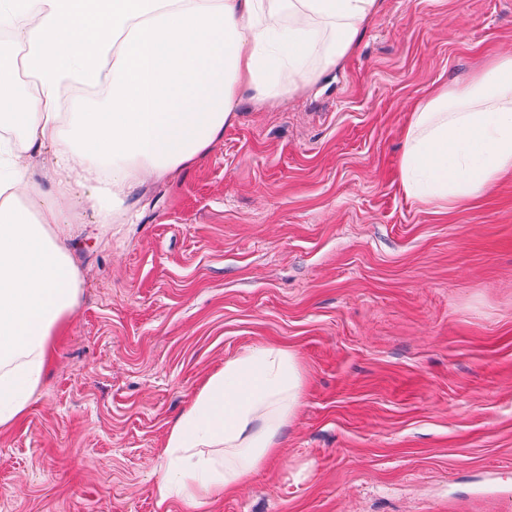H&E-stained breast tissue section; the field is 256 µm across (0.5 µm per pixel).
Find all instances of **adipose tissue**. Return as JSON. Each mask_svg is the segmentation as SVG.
<instances>
[{
    "label": "adipose tissue",
    "mask_w": 512,
    "mask_h": 512,
    "mask_svg": "<svg viewBox=\"0 0 512 512\" xmlns=\"http://www.w3.org/2000/svg\"><path fill=\"white\" fill-rule=\"evenodd\" d=\"M377 0H0V427L28 409L81 292L66 243L73 211L98 234L130 223L127 201L204 158L242 94L265 103L317 83L350 50ZM24 65L35 94L15 82ZM101 87L102 111L63 88ZM50 151V188L32 159ZM512 172V54L412 112L400 175L408 196L450 206ZM294 352L225 360L171 426L160 502L207 512L274 455L302 405Z\"/></svg>",
    "instance_id": "obj_1"
}]
</instances>
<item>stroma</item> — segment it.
<instances>
[{
  "mask_svg": "<svg viewBox=\"0 0 512 512\" xmlns=\"http://www.w3.org/2000/svg\"><path fill=\"white\" fill-rule=\"evenodd\" d=\"M506 53L512 0H378L320 82L242 98L202 160L145 183L110 247L79 212L80 300L0 430V512H187L158 502L168 432L263 344L297 353L304 403L210 512L512 498V174L446 210L399 171L417 104Z\"/></svg>",
  "mask_w": 512,
  "mask_h": 512,
  "instance_id": "stroma-1",
  "label": "stroma"
}]
</instances>
